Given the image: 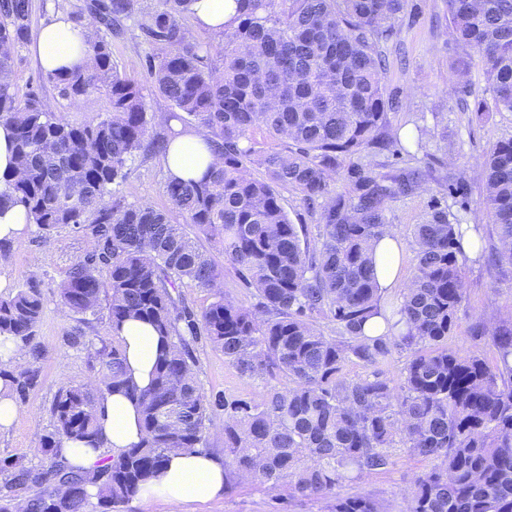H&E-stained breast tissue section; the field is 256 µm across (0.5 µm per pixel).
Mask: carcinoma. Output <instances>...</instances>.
<instances>
[{
	"mask_svg": "<svg viewBox=\"0 0 512 512\" xmlns=\"http://www.w3.org/2000/svg\"><path fill=\"white\" fill-rule=\"evenodd\" d=\"M192 2L91 6L106 31L131 19L152 46L150 73L173 108L164 126L204 127L222 155L223 165L200 180L165 182L183 224L114 189L137 156L166 155L170 138L150 133L155 117L139 86L117 70L107 35L86 34L85 69L51 76L73 102L105 94L104 116L73 125L35 94L22 99L0 84V123L14 127L17 163L0 179V205L23 206L42 237L67 228L94 242V252L69 265L58 297L81 325L107 310L111 331L72 337L88 352L98 388L55 395L52 431L40 446L49 465L0 458V512H14L20 489L34 490L28 512H87L93 495L100 507L117 508L169 454L206 450L215 408L224 412L226 487L251 481L287 498L321 500L326 512H385L378 500L337 488L388 468L389 448L399 442L433 462L415 479L404 512H512V316L476 330L490 338L495 362L448 348L467 297L465 247L484 251L499 276H512V137L481 162L488 235L430 201L413 229L410 288L392 296L377 283L371 242L389 226L390 203L415 193L434 170L390 174L376 160L422 148L418 137L388 132L394 101L380 44L394 36L407 0H236V23L224 26L215 50L186 25ZM32 9V0H0V44L29 41ZM448 28L469 49L451 65L454 92L474 95L469 75L479 66L490 100L475 101V112L512 113V0H448ZM258 130L272 144L258 141ZM252 167L265 177H251ZM341 167L349 188L338 192L332 183ZM447 181L449 193L467 194L463 173ZM287 187L316 217L311 241L308 226L292 223L282 204ZM188 225L218 241L225 263L255 290V304L244 307L218 287L222 270ZM185 283L213 296L199 314L179 291ZM43 307L36 276L0 295V338L32 354L18 373L0 369L20 401L37 379L33 340ZM380 314L383 332L367 335V322ZM131 318L167 339L143 390L125 379L118 331ZM203 338L260 382L258 398L207 396L194 354ZM395 350L410 354L398 385L383 370ZM352 360L371 374L346 376ZM123 388L141 407L139 443L117 461L102 460L92 475L56 462L63 441H95L96 392Z\"/></svg>",
	"mask_w": 512,
	"mask_h": 512,
	"instance_id": "obj_1",
	"label": "carcinoma"
}]
</instances>
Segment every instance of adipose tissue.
<instances>
[{
    "label": "adipose tissue",
    "instance_id": "adipose-tissue-1",
    "mask_svg": "<svg viewBox=\"0 0 512 512\" xmlns=\"http://www.w3.org/2000/svg\"><path fill=\"white\" fill-rule=\"evenodd\" d=\"M30 50L47 73H63L85 67L89 49L79 28L66 14H54L37 30ZM209 134L201 129L173 137L164 162L168 177L200 179L221 162L209 147ZM402 240L396 231L386 232L374 246L377 280L380 287L393 288L401 281ZM128 378L147 388L160 351V337L148 323L130 319L119 331ZM99 433L96 444L67 440L60 458L70 467L93 470L103 450L120 456L140 439V408L124 392H104L97 403ZM224 494V465L213 456L178 454L169 456L142 492V497H158L170 512H181L185 503L208 502Z\"/></svg>",
    "mask_w": 512,
    "mask_h": 512
}]
</instances>
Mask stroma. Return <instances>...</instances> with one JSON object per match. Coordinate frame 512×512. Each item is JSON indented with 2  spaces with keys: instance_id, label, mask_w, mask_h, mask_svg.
I'll return each mask as SVG.
<instances>
[{
  "instance_id": "obj_1",
  "label": "stroma",
  "mask_w": 512,
  "mask_h": 512,
  "mask_svg": "<svg viewBox=\"0 0 512 512\" xmlns=\"http://www.w3.org/2000/svg\"><path fill=\"white\" fill-rule=\"evenodd\" d=\"M381 49L388 59L384 81L396 101L395 109L388 114L390 132L402 135L417 125L427 130L423 148L415 156L387 153L382 155V162L393 170L420 167L433 158L441 163L434 179L424 183L417 193L394 200L390 207V222L398 228L404 244L402 279L407 282L415 267L416 246L412 235L415 224L424 220L431 198H438L444 204L450 201L444 162H451L453 169L476 174L485 153L498 140L512 136V114L480 115L457 100L450 82V66L465 50L448 33L446 0H408L396 35L382 43ZM112 52L119 73L141 87L148 112L157 115L170 112L171 106L156 92L147 66L152 48L134 23H126L123 33L113 37ZM12 74L19 94L33 93L42 102L52 103L54 112L70 123H83L89 116L109 109V101L101 93L75 103L61 97L37 65L29 47L15 50ZM166 179L161 157L144 154L130 166L116 191L130 201L149 200L173 223H183V216L164 193ZM86 249V242L68 230H61L47 240L33 231L24 246L0 259V292L10 293L35 276L43 280L46 297L35 329V340L42 349L37 383L28 392L24 409L12 428L0 433V457L14 456L34 465L43 464L38 448L42 437L52 429L51 406L56 393L68 385L89 383L93 376L86 351L67 342L76 322L56 295L70 261L83 255ZM465 277L467 299L448 346L491 361L495 350L490 340L473 335L472 329L477 322L489 323L512 314V278L495 276L475 255L466 263ZM196 355L200 382L208 396L221 393L249 398L259 391V382L241 377L225 362L223 352L208 343H200ZM390 454L392 464L387 470L343 484L342 493H366L383 502L387 512H403L405 497L415 478L428 471L432 462L399 444L391 448ZM183 512H324V508L322 503L310 499L277 497L257 484L244 481L220 498L186 503Z\"/></svg>"
}]
</instances>
